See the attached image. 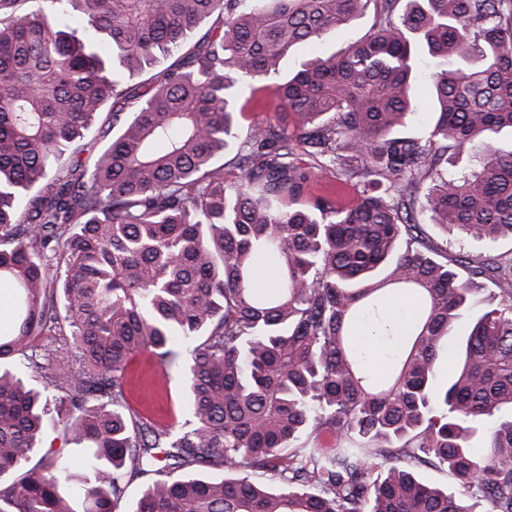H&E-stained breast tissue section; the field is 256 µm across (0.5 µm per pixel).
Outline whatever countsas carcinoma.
I'll use <instances>...</instances> for the list:
<instances>
[{
  "instance_id": "carcinoma-1",
  "label": "carcinoma",
  "mask_w": 512,
  "mask_h": 512,
  "mask_svg": "<svg viewBox=\"0 0 512 512\" xmlns=\"http://www.w3.org/2000/svg\"><path fill=\"white\" fill-rule=\"evenodd\" d=\"M20 2L0 0V284L14 320L0 362L25 354L26 377L0 372V512H116L146 474L128 512H512V256L450 257L418 220L512 238V152L493 142L512 128V0ZM369 6L366 39L280 70ZM212 16L186 64L117 109L121 73L148 71ZM421 49L434 120L400 137ZM271 79L292 125L242 130L244 87ZM108 103L115 134L94 162L59 164ZM476 140L480 165L448 173ZM329 174L353 205L312 192ZM488 284L494 302L450 352ZM391 295L417 304L406 331L385 315ZM57 327L70 361L34 344ZM182 343L191 419L177 430L129 406L125 374L143 352L167 366ZM47 423L84 454L6 482ZM215 465L232 476H170ZM422 467L462 493L424 484Z\"/></svg>"
}]
</instances>
